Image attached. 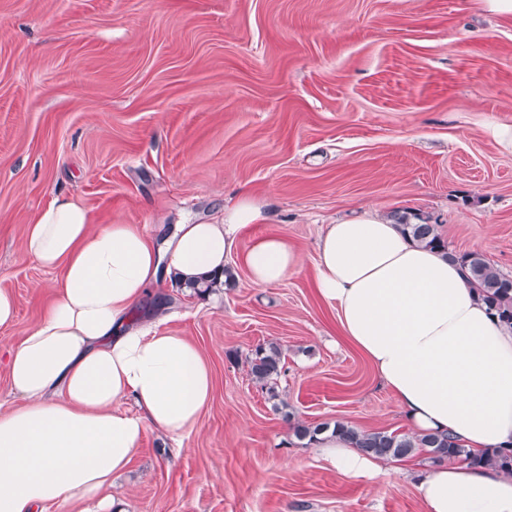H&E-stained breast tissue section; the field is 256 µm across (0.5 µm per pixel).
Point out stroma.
Returning <instances> with one entry per match:
<instances>
[{
    "label": "stroma",
    "instance_id": "obj_1",
    "mask_svg": "<svg viewBox=\"0 0 512 512\" xmlns=\"http://www.w3.org/2000/svg\"><path fill=\"white\" fill-rule=\"evenodd\" d=\"M512 15L477 0H0V289L17 341L57 275L25 250L55 197L95 225L137 224L156 245L177 225L263 204L207 299L170 281L162 309L210 364L201 424L179 448L147 431L112 482L124 512H425L411 480L340 476L294 438L296 420L407 431L367 359L339 340L313 286L324 225L407 211L450 248L512 276ZM279 234L302 264L253 285L240 256ZM281 346L277 399L252 380ZM283 353L281 348L270 343L267 346L256 348L252 356L247 359L249 373L252 378L263 385L279 377L283 369Z\"/></svg>",
    "mask_w": 512,
    "mask_h": 512
}]
</instances>
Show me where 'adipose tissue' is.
<instances>
[{"label": "adipose tissue", "instance_id": "1", "mask_svg": "<svg viewBox=\"0 0 512 512\" xmlns=\"http://www.w3.org/2000/svg\"><path fill=\"white\" fill-rule=\"evenodd\" d=\"M266 219L242 198L219 224H181L157 247L136 224L94 227L70 198L29 224L26 251L58 275V299L8 348L16 401L0 413V512L98 501L147 430L174 442L200 425L211 372L185 337L134 320L159 276L222 273L239 237ZM302 263L279 235L256 237L251 282L281 283ZM315 285L340 331L370 360L413 432L445 433L479 454L512 444V330L493 318L465 269L366 214L323 228ZM317 457L364 481L414 477L426 512H512V476L454 461L407 470L318 434Z\"/></svg>", "mask_w": 512, "mask_h": 512}]
</instances>
